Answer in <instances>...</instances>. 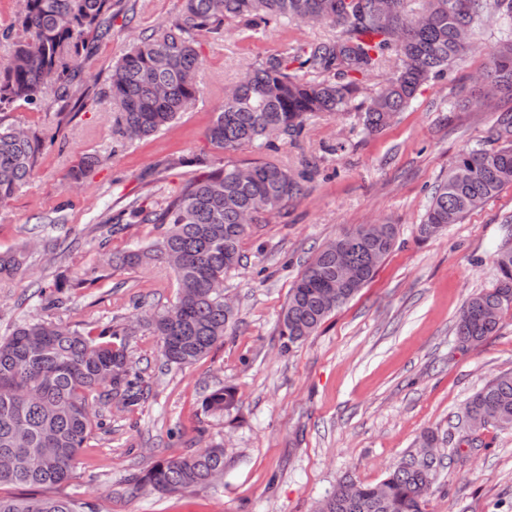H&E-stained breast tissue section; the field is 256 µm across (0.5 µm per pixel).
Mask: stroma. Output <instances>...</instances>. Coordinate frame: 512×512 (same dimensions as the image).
<instances>
[{"label": "stroma", "mask_w": 512, "mask_h": 512, "mask_svg": "<svg viewBox=\"0 0 512 512\" xmlns=\"http://www.w3.org/2000/svg\"><path fill=\"white\" fill-rule=\"evenodd\" d=\"M179 0H122L112 32L81 62L84 104L68 123L55 113L13 108L0 121L54 134L29 183L0 206V251L36 243L27 269L0 280V336L13 326L50 318L85 330L128 324L135 299L171 304L175 278L161 264L113 272L73 290L68 308L47 310L41 294L56 275H82L107 256L158 238L157 224H132L101 242L99 213L133 199L153 209L203 174L200 166L169 169L155 190L145 183L170 156L208 164L269 161L317 175L279 214L251 224L243 262L224 279L236 322L204 359L167 364L158 337L128 339L144 397L134 411L102 407L105 429L94 431L67 482L52 487L0 486L2 496L71 497L95 512H313L344 478L374 484L428 429L444 458L426 497V512H512V431L492 426L480 441L461 440L464 401L496 375L512 372V310L483 343L460 347L456 317L473 293L493 287V255L512 243V184L442 235L419 241L431 192L462 149L490 143L512 96L484 101L478 76L490 67L495 26L450 77L423 85L411 106L378 132L363 130L356 112L310 115L295 144L279 151L244 147L220 153L205 131L224 102V88L255 59L284 44L325 36L303 23L260 34L228 26L199 33L204 95L161 135L114 148L116 108L103 94L112 64L133 37L167 23ZM100 158L78 189L66 175L81 157ZM396 225L395 245L373 281L337 309L302 345L280 351L278 320L288 290L314 250L358 224ZM235 387L236 417L204 412L212 391ZM224 447V479L215 489L159 496L133 492L135 477L154 461Z\"/></svg>", "instance_id": "stroma-1"}]
</instances>
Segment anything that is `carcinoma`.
I'll return each mask as SVG.
<instances>
[{
    "label": "carcinoma",
    "instance_id": "obj_1",
    "mask_svg": "<svg viewBox=\"0 0 512 512\" xmlns=\"http://www.w3.org/2000/svg\"><path fill=\"white\" fill-rule=\"evenodd\" d=\"M17 28L0 29V43L11 46L0 59V111L12 107L56 110L65 117L69 102L82 94L80 58L107 38L114 7L121 0H24ZM316 22L332 35L303 45L284 46L250 63L242 78L224 90V105L206 129L214 149L230 153L242 147L275 150L296 141L313 112L339 113L354 108L365 129L387 126L408 109L418 89L442 78L466 61L480 30L490 23L500 38L492 53V86L512 91V0H181L169 26L141 34L112 65L104 96L118 107L116 143L150 138L168 128L204 94L197 75L199 32L220 34L236 22L257 31L282 20ZM394 70L367 101L354 104L358 77L388 64ZM43 155V139L31 129L0 123V205L30 180ZM97 158H82L68 172L78 184ZM312 167L294 174L271 162L224 164L194 179L147 211L129 202L118 215L104 213L97 223L110 232L123 223L161 224V236L110 258L108 267L135 268L163 262L174 272L175 301L151 310L137 302L138 322L160 340L166 362L191 365L224 340L234 319L224 289L216 281L241 265L240 243L249 224L279 211L302 194ZM512 184V111L498 118L494 146L471 147L451 161L433 189L419 224L421 239L442 234L472 210ZM397 236L395 224H359L328 241L308 260L288 292L278 324L281 351L289 353L353 299L375 276L376 252L385 257ZM346 252L359 280L340 289L331 301L325 287L336 281L337 249ZM28 247L0 252V278L25 270ZM498 278L493 287L471 295L455 323L457 343L475 346L495 334L501 316L512 309V246L494 256ZM110 278L93 269L76 280L57 278L48 305L65 309L71 290ZM133 327L83 331L48 319L15 326L0 337V486H53L69 480L78 454L93 430L103 426L96 400L104 397L131 409L143 397L140 378L127 351ZM203 409L214 415L239 411L236 389L212 391ZM465 435L488 425L512 429V372H503L463 404ZM441 460L434 456L401 459L376 484L343 481L318 502L315 512H424L425 497ZM224 477V448L153 463L135 480V489L161 495L207 489ZM0 512H94L69 498L5 497Z\"/></svg>",
    "mask_w": 512,
    "mask_h": 512
}]
</instances>
